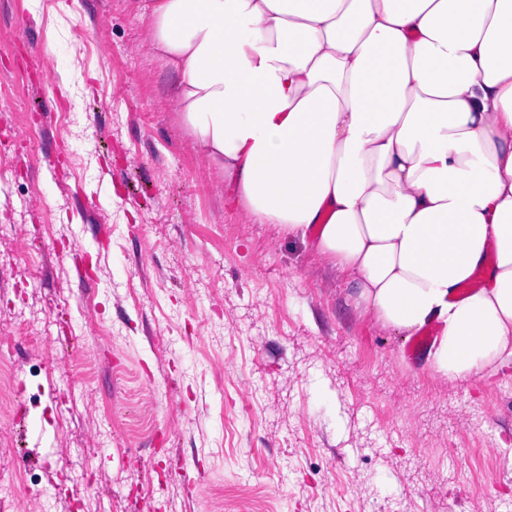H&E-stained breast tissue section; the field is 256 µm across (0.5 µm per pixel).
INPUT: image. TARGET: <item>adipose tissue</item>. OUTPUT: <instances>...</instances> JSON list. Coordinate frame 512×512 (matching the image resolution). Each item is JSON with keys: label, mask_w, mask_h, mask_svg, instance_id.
<instances>
[{"label": "adipose tissue", "mask_w": 512, "mask_h": 512, "mask_svg": "<svg viewBox=\"0 0 512 512\" xmlns=\"http://www.w3.org/2000/svg\"><path fill=\"white\" fill-rule=\"evenodd\" d=\"M225 201L438 377L512 372V0H142Z\"/></svg>", "instance_id": "adipose-tissue-1"}]
</instances>
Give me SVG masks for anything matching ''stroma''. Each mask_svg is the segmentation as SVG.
<instances>
[{"instance_id":"35a3bbf8","label":"stroma","mask_w":512,"mask_h":512,"mask_svg":"<svg viewBox=\"0 0 512 512\" xmlns=\"http://www.w3.org/2000/svg\"><path fill=\"white\" fill-rule=\"evenodd\" d=\"M139 5L0 0V378L39 388L0 405V476L48 492L6 512H512V376L407 363L347 275L225 206Z\"/></svg>"}]
</instances>
